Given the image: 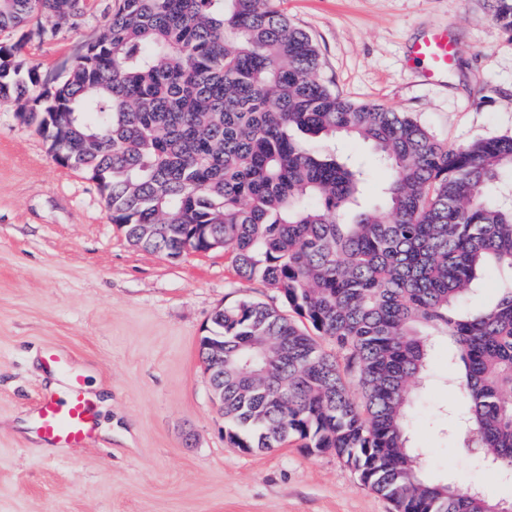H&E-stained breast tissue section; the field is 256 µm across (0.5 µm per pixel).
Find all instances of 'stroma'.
<instances>
[{
	"instance_id": "1",
	"label": "stroma",
	"mask_w": 512,
	"mask_h": 512,
	"mask_svg": "<svg viewBox=\"0 0 512 512\" xmlns=\"http://www.w3.org/2000/svg\"><path fill=\"white\" fill-rule=\"evenodd\" d=\"M27 64L61 74L102 25L107 0ZM313 38L321 76L340 97L412 113L451 144L512 135V38L490 0H276ZM435 29L458 45L447 76L428 82L408 48ZM272 289L240 280L217 249L177 259L135 248L96 185L57 164L43 137L0 100V512H393L336 456L297 444L246 452L224 440L198 343L215 310ZM56 353L110 402L84 448L42 446L33 405ZM423 391L417 444L437 474L511 489L467 457Z\"/></svg>"
}]
</instances>
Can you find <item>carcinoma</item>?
<instances>
[{
  "label": "carcinoma",
  "mask_w": 512,
  "mask_h": 512,
  "mask_svg": "<svg viewBox=\"0 0 512 512\" xmlns=\"http://www.w3.org/2000/svg\"><path fill=\"white\" fill-rule=\"evenodd\" d=\"M512 36V0H492ZM89 0H0V100L96 183L132 244L177 257L224 239L236 275L281 306L217 309L199 355L224 387V437L330 453L394 512H490L502 499L428 472L415 386L448 344L459 447L512 486V136L452 145L414 116L337 96L311 36L275 0H112L52 84L22 59ZM369 145L389 171L319 140ZM498 301L463 308L489 269ZM224 344V374L209 348Z\"/></svg>",
  "instance_id": "obj_1"
}]
</instances>
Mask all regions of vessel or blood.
<instances>
[{"label":"vessel or blood","instance_id":"obj_1","mask_svg":"<svg viewBox=\"0 0 512 512\" xmlns=\"http://www.w3.org/2000/svg\"><path fill=\"white\" fill-rule=\"evenodd\" d=\"M455 54L456 47L444 31L416 40L409 49L411 62L430 81L443 78ZM50 362L63 371L64 382L58 391L39 399L33 415L36 434L42 442L59 448L84 447L96 427L95 403L85 377L58 357H51Z\"/></svg>","mask_w":512,"mask_h":512}]
</instances>
